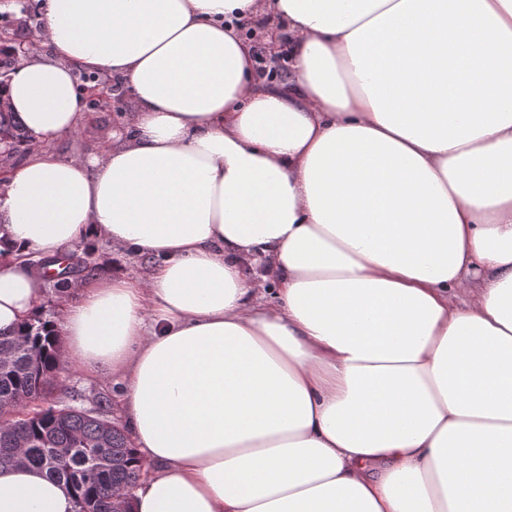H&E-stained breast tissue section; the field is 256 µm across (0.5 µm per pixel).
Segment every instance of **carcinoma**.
I'll return each instance as SVG.
<instances>
[{"label":"carcinoma","instance_id":"cac0c4a2","mask_svg":"<svg viewBox=\"0 0 512 512\" xmlns=\"http://www.w3.org/2000/svg\"><path fill=\"white\" fill-rule=\"evenodd\" d=\"M0 47V89L7 69L18 56L14 38ZM0 98V141L17 155L32 147L15 112L3 110ZM86 261L73 259L58 275L63 289ZM60 342L49 320H32L12 332L0 331V403L25 407L34 413L0 419V470L19 463L39 470L70 491L75 512H132L127 494L135 488L143 463L124 431L107 415L100 400L92 409L47 401L60 364Z\"/></svg>","mask_w":512,"mask_h":512}]
</instances>
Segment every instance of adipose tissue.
<instances>
[{
    "mask_svg": "<svg viewBox=\"0 0 512 512\" xmlns=\"http://www.w3.org/2000/svg\"><path fill=\"white\" fill-rule=\"evenodd\" d=\"M259 11L287 84L254 79ZM38 38L5 93L38 148L0 156V330L37 312L31 257L152 258L54 326L122 377L134 512H512V0H48ZM80 69L137 108L66 157ZM0 512L75 503L14 467Z\"/></svg>",
    "mask_w": 512,
    "mask_h": 512,
    "instance_id": "1",
    "label": "adipose tissue"
}]
</instances>
